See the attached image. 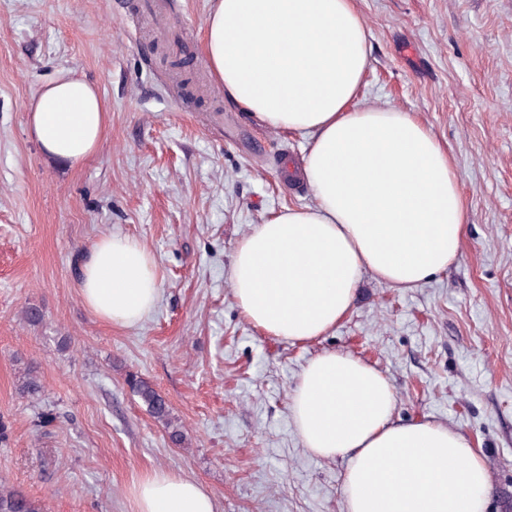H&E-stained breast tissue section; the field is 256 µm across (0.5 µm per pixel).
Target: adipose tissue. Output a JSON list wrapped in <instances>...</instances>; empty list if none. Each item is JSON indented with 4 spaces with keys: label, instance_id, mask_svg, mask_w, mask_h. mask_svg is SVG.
Returning a JSON list of instances; mask_svg holds the SVG:
<instances>
[{
    "label": "adipose tissue",
    "instance_id": "obj_1",
    "mask_svg": "<svg viewBox=\"0 0 512 512\" xmlns=\"http://www.w3.org/2000/svg\"><path fill=\"white\" fill-rule=\"evenodd\" d=\"M204 55L224 93L267 126L310 139L301 175L314 205L289 207L235 248L230 283L244 317L294 343L317 339L350 311L363 274L413 288L459 255L467 207L447 149L408 112L362 100L368 30L356 0H213ZM44 154L78 165L105 137L96 86L62 75L30 105ZM85 305L116 327L159 298L152 253L100 238L80 285ZM396 393L375 367L325 352L304 367L291 417L304 448L346 458V512H486L484 457L431 420L398 423ZM137 512H217L193 478L156 471L134 487Z\"/></svg>",
    "mask_w": 512,
    "mask_h": 512
}]
</instances>
